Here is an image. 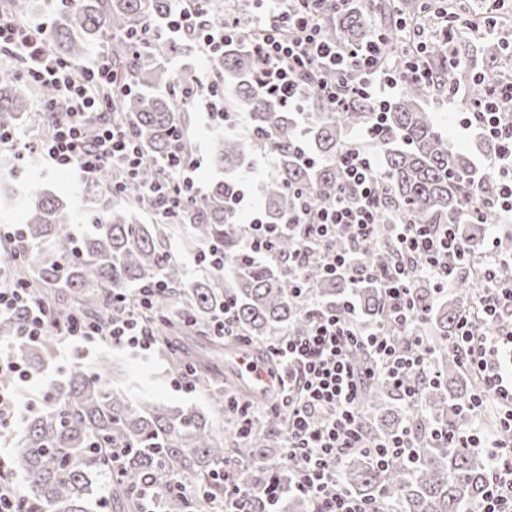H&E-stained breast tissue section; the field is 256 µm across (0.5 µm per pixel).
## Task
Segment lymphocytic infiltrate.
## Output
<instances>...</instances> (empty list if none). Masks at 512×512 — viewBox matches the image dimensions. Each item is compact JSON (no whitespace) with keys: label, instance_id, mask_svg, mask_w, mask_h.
<instances>
[{"label":"lymphocytic infiltrate","instance_id":"1","mask_svg":"<svg viewBox=\"0 0 512 512\" xmlns=\"http://www.w3.org/2000/svg\"><path fill=\"white\" fill-rule=\"evenodd\" d=\"M291 0H255L256 13L250 21L228 14L212 23L203 21L201 10H180L164 23L162 33L170 39L190 38L203 52L215 55L226 45L240 41L245 25L258 27L256 39L248 46L259 63V80L264 89L279 93L289 103H297L300 76L321 68L351 69L354 83L320 84L321 94L340 108L350 97L360 96L375 106L386 97L383 84L397 83V76L379 60L376 41L345 46L325 39L319 8L299 12L289 8ZM47 24L33 18L27 24L0 19V51L17 67L27 84L52 86L55 96L45 103L54 113L50 133L30 140L20 131L0 129V149L18 158L38 154L55 167L74 169L83 177L116 165L137 173L143 155L126 127L113 121L112 105L102 90L119 78L108 56L99 55L80 65L60 60L45 39ZM463 129L477 137L495 141L496 155L490 162L498 181L495 203L501 222L512 223V78L489 84L483 100L465 117ZM378 122L368 125L364 136L353 137L338 157L346 197L331 206L313 211L300 206L287 220L302 247L289 259L288 268L296 282L295 297L310 327L302 335L278 337L272 354L280 364L275 381V398L262 410L228 398L227 407L235 415L241 436H249L262 418L284 414L288 417L282 451L296 461L289 483L295 494L310 504V512H387L380 500H367L343 488L337 479L341 458L351 452L367 451L381 461L392 455L411 453L415 446L413 429H403L388 440L368 437L360 417V403L366 385L383 380L408 402H417L419 381H436L433 347L421 334L402 348L392 339L390 325H419L427 318L429 303L419 302L418 284H426L431 300L452 286L457 271L469 261L457 225L392 224L391 238L402 258L387 270L362 265L357 247L376 232L375 155L365 139H377ZM200 165L198 156L170 158L166 178L151 182L146 191L158 204L159 216L174 211L181 200L195 196L199 189L193 177ZM489 225L482 244L487 263L484 286L460 314L448 343L464 371L479 375L481 384L465 405L473 415L490 410L499 414L496 434L479 427L435 428L433 440L448 448H473L486 453L490 464L487 490L478 512H512V375L505 371L498 355L512 345V327L502 326L503 314L512 309V281L499 279L494 267L512 263V236L500 234ZM318 249L324 273L344 276L349 287L366 278L381 288L386 313L376 323L360 321L351 300L339 308L319 305L310 299L308 277L303 272L305 256ZM158 284L134 289L132 295L112 296V320L100 325L75 315L60 322L53 315L47 294H32L29 288L11 279L9 268L0 266V315L24 309L27 317L23 339L35 342L52 334L67 343L112 346L148 353L153 333L138 315L150 305ZM363 355L356 364L355 355ZM33 373L13 356L9 344L0 342V431L19 426L30 406L28 385Z\"/></svg>","mask_w":512,"mask_h":512}]
</instances>
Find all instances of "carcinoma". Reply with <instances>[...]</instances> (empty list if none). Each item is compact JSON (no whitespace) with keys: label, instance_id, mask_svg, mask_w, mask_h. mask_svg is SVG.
Listing matches in <instances>:
<instances>
[{"label":"carcinoma","instance_id":"1","mask_svg":"<svg viewBox=\"0 0 512 512\" xmlns=\"http://www.w3.org/2000/svg\"><path fill=\"white\" fill-rule=\"evenodd\" d=\"M178 6L175 0H65L51 21L47 38L57 56L77 64L90 44L111 48L114 68L127 87L107 89L113 117L128 129L142 150L139 172L104 167L89 179L91 190L102 196L108 187L120 185L122 202H106L87 214L91 226L82 240L70 235L68 203L59 194L34 188L27 200L24 224L26 254L13 268L15 281L35 292L54 289L51 302L56 320L65 322L80 312L97 322L112 318V293L130 292L156 281L166 288L152 299L144 320L158 333V354L190 366L207 391L213 410L224 413V375L203 368L177 347L174 333L195 330L207 339L208 352L217 356L236 347L213 335V321L233 304V323L250 348L268 355L264 342L287 332L303 333L308 322L293 296L295 281L288 273V255L300 243L283 230L276 240L279 261L245 257L242 225L234 201L241 192L240 173L253 168L259 153H270L277 167L262 185L263 218L280 224L296 208L298 198L316 211L336 201L343 181L336 157L345 147L348 129L375 117L371 102L357 98L340 111L331 108L318 90V77L301 76V107L309 121V150L316 160L300 153L298 113L278 97L259 87L258 64L243 42L224 47V54L209 60L214 88L224 92V112L246 114L252 138L219 133L211 142V159L222 176L209 191L192 198L171 217L153 224L140 216L157 214V204L144 185L157 179L169 157H189L194 144L188 134L189 102L195 82L192 75L177 73L168 65L177 46L153 33ZM382 27L370 28L364 0H354L335 11L324 10L325 35L355 46L380 36L381 60L393 73L407 71L417 59L404 53L413 40V29L403 22L422 21L424 0H384L378 5ZM0 13L17 21L32 14L30 0H0ZM466 26L462 13L450 11L442 33L425 42L421 54L426 78L403 80L398 97L387 101L378 140L377 233L358 247L361 260L380 269L399 261L388 225L458 224L466 221V205L475 197L484 204L483 224L499 220L492 205L496 193L493 176L481 172L470 156L448 145L427 101L457 84L461 63L471 48L460 40ZM507 43L485 44L476 53L493 63L511 49ZM485 84L473 75L468 81L469 108L485 95ZM30 109V97L14 69L0 65V127L15 129ZM178 224L186 245L197 253L216 246L224 250V267L203 262L205 274L189 278L184 265L167 245L166 228ZM306 272L314 298L334 307L350 295L363 321L384 316V297L378 285L366 279L357 288L341 277L321 270L318 252L308 253ZM483 287L480 276L461 270L445 302L432 304L427 331L434 346L439 382L423 385L416 405L382 380L367 389L362 413L369 434L391 438L412 422L429 419L439 425H467L459 406L476 388L465 375L458 357L443 343L454 331L462 307ZM23 314L0 318V339L12 343V351L38 377L54 355L56 337L37 343L18 340ZM107 359L95 370L76 363L62 380L45 381L42 395L49 399L33 408L24 422L18 449L10 468L26 476L24 512H93L94 486L106 474L107 507L113 512H138L139 487L149 478L156 491V512H215L224 506V461L238 462L236 481L248 492L245 512H275L278 501L293 499L298 512L308 502L288 489L293 464L279 463L283 419L271 416L265 431L242 439L221 434L206 414L183 407L134 402L106 381ZM121 450L112 461V449ZM489 461L472 448H439L425 434L417 437L411 456L390 459L384 467L371 457L352 453L339 466L343 487L353 493L397 505L401 512H474L486 491Z\"/></svg>","mask_w":512,"mask_h":512}]
</instances>
